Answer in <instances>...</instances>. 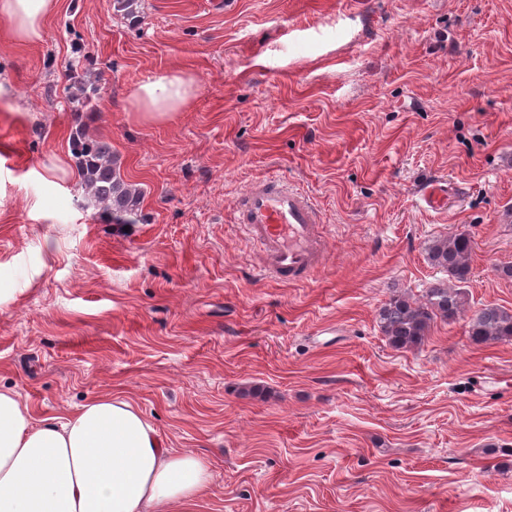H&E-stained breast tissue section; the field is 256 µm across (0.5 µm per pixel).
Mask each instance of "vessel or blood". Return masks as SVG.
Listing matches in <instances>:
<instances>
[{
  "instance_id": "b4317fda",
  "label": "vessel or blood",
  "mask_w": 512,
  "mask_h": 512,
  "mask_svg": "<svg viewBox=\"0 0 512 512\" xmlns=\"http://www.w3.org/2000/svg\"><path fill=\"white\" fill-rule=\"evenodd\" d=\"M238 204L240 222L261 253L260 275L295 281L320 268V219L308 195L267 179L252 185Z\"/></svg>"
}]
</instances>
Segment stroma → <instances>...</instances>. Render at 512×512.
Wrapping results in <instances>:
<instances>
[{"label":"stroma","mask_w":512,"mask_h":512,"mask_svg":"<svg viewBox=\"0 0 512 512\" xmlns=\"http://www.w3.org/2000/svg\"><path fill=\"white\" fill-rule=\"evenodd\" d=\"M142 4L0 24V388L38 418L127 395L208 460L199 512H512V340L469 336L512 312V0ZM163 74L192 98L144 120ZM79 124L143 191L130 227L86 203ZM272 174L320 210L302 283L259 276L235 217ZM435 181L465 194L421 210ZM460 233L465 315L393 348L381 308L447 283L426 248ZM469 327L470 336L477 343L512 340V313L486 306L470 318Z\"/></svg>","instance_id":"35a3bbf8"}]
</instances>
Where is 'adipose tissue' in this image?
Returning <instances> with one entry per match:
<instances>
[{
    "label": "adipose tissue",
    "instance_id": "1",
    "mask_svg": "<svg viewBox=\"0 0 512 512\" xmlns=\"http://www.w3.org/2000/svg\"><path fill=\"white\" fill-rule=\"evenodd\" d=\"M62 0H0L16 40L41 39ZM191 85L175 74L139 88L144 119L182 110ZM210 473L198 455L166 448L123 394L62 417L35 418L17 391L0 389V512H198Z\"/></svg>",
    "mask_w": 512,
    "mask_h": 512
}]
</instances>
